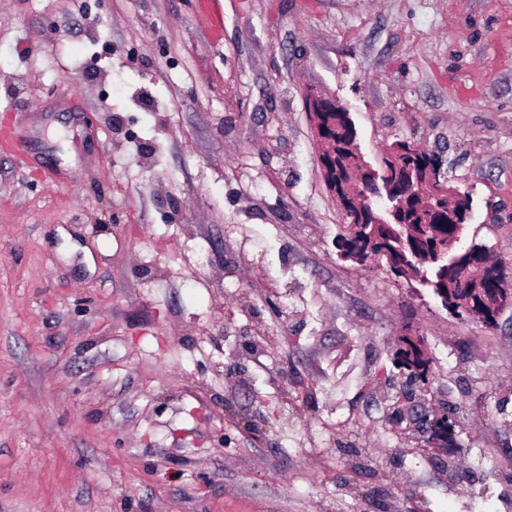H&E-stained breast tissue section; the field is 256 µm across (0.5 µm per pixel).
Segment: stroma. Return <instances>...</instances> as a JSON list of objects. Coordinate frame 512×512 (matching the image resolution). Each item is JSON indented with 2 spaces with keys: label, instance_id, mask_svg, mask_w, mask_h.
I'll return each mask as SVG.
<instances>
[{
  "label": "stroma",
  "instance_id": "stroma-1",
  "mask_svg": "<svg viewBox=\"0 0 512 512\" xmlns=\"http://www.w3.org/2000/svg\"><path fill=\"white\" fill-rule=\"evenodd\" d=\"M197 2L0 0V512H512V306L338 261L302 97L440 151L512 277V0ZM408 332L399 336L398 348L393 357V366L400 372H407L408 378L414 381H428L431 359L424 349V339L417 334Z\"/></svg>",
  "mask_w": 512,
  "mask_h": 512
}]
</instances>
